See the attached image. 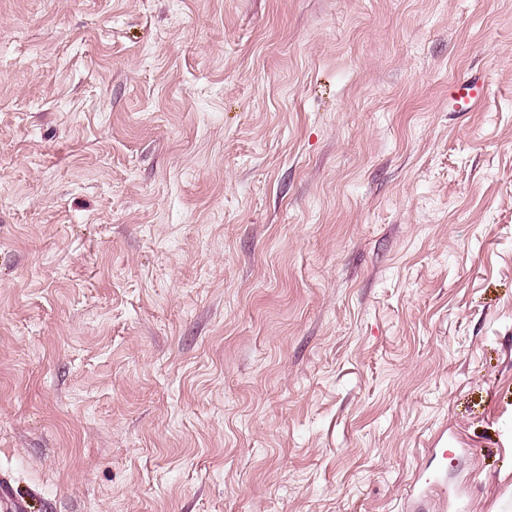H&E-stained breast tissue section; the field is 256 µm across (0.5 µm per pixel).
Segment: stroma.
Masks as SVG:
<instances>
[{
	"instance_id": "1",
	"label": "stroma",
	"mask_w": 512,
	"mask_h": 512,
	"mask_svg": "<svg viewBox=\"0 0 512 512\" xmlns=\"http://www.w3.org/2000/svg\"><path fill=\"white\" fill-rule=\"evenodd\" d=\"M0 480L502 512L512 0H0ZM449 104L457 112H471L486 94L484 81L467 75L453 83Z\"/></svg>"
}]
</instances>
